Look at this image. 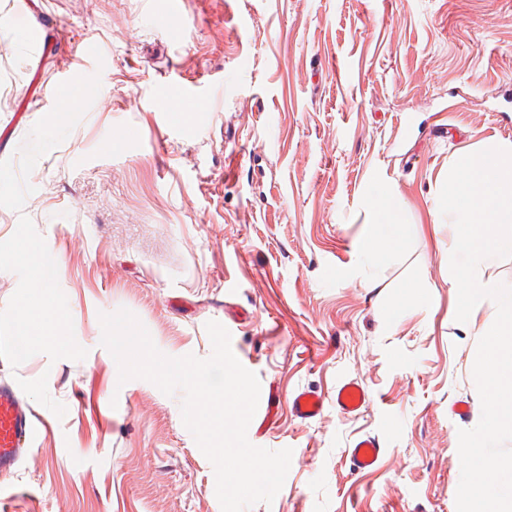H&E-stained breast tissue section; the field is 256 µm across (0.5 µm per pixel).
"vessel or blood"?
<instances>
[{
    "label": "vessel or blood",
    "instance_id": "obj_1",
    "mask_svg": "<svg viewBox=\"0 0 512 512\" xmlns=\"http://www.w3.org/2000/svg\"><path fill=\"white\" fill-rule=\"evenodd\" d=\"M334 400L344 413L359 412L368 403V393L359 383L346 381L336 388ZM292 413L303 420L320 415L324 399L313 391L302 390L289 400ZM40 434L32 410L24 403L18 389L8 382L0 383V475L13 474L20 460L30 452ZM381 454L380 443L373 437L357 441L350 450L355 471L372 468Z\"/></svg>",
    "mask_w": 512,
    "mask_h": 512
}]
</instances>
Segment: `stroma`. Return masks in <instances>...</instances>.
Segmentation results:
<instances>
[{
    "label": "stroma",
    "mask_w": 512,
    "mask_h": 512,
    "mask_svg": "<svg viewBox=\"0 0 512 512\" xmlns=\"http://www.w3.org/2000/svg\"><path fill=\"white\" fill-rule=\"evenodd\" d=\"M164 2L0 0V160L52 110L58 79L101 82L38 160L23 210L0 207V241L23 214L44 238L87 351L0 358V381L45 421L0 477V512H17V489L34 512H221L183 392L118 381L99 315L121 307L171 357H210L208 321L233 330L260 381L247 438L293 451L250 512H456L492 308L456 322L453 229L434 204L459 156L512 142V0H185L159 27ZM218 81L187 119L162 106ZM382 194L406 236L374 265L367 201ZM418 281L423 300L402 304ZM351 379L370 403L345 414L330 398ZM297 390L326 397L323 414L293 417ZM368 435L383 452L359 473L348 450Z\"/></svg>",
    "instance_id": "stroma-1"
}]
</instances>
